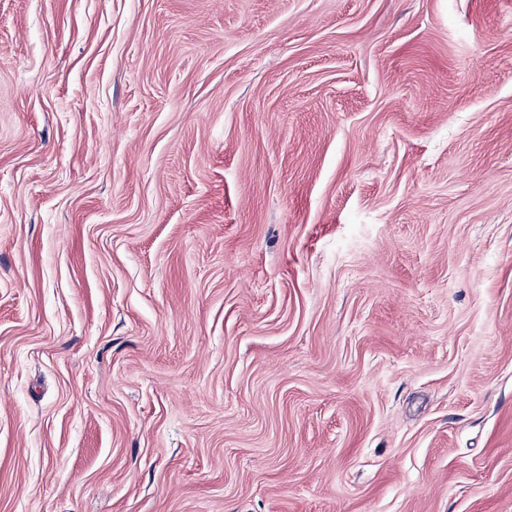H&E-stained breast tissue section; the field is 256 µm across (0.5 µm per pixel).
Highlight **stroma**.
Segmentation results:
<instances>
[{
	"label": "stroma",
	"instance_id": "stroma-1",
	"mask_svg": "<svg viewBox=\"0 0 512 512\" xmlns=\"http://www.w3.org/2000/svg\"><path fill=\"white\" fill-rule=\"evenodd\" d=\"M0 512H512V0H0Z\"/></svg>",
	"mask_w": 512,
	"mask_h": 512
}]
</instances>
